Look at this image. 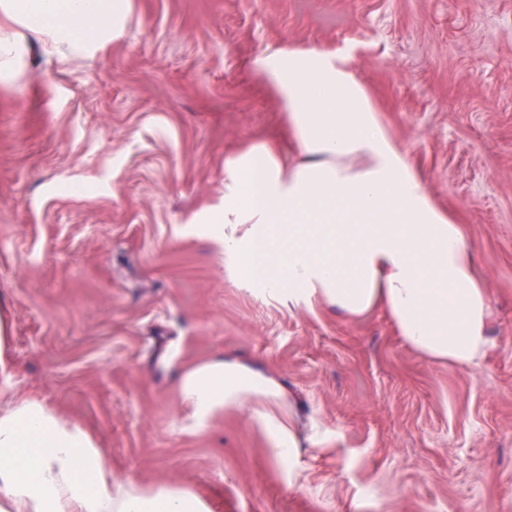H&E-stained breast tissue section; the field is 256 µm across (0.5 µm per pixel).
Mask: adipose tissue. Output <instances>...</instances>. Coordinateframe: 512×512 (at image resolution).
Segmentation results:
<instances>
[{
	"label": "adipose tissue",
	"mask_w": 512,
	"mask_h": 512,
	"mask_svg": "<svg viewBox=\"0 0 512 512\" xmlns=\"http://www.w3.org/2000/svg\"><path fill=\"white\" fill-rule=\"evenodd\" d=\"M132 0H0V21L66 61L124 37ZM251 69L276 102L287 144L224 160V198L206 216L230 276L357 319L382 309L411 349L475 368L493 346L491 304L463 225L429 194L356 72L351 52L281 43ZM295 151L284 156L285 147ZM192 429L249 407L270 454L299 463L278 384L218 357L177 383ZM0 512H208L191 492L113 478L96 441L39 401L0 413Z\"/></svg>",
	"instance_id": "adipose-tissue-1"
}]
</instances>
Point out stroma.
Segmentation results:
<instances>
[{"label": "stroma", "instance_id": "obj_1", "mask_svg": "<svg viewBox=\"0 0 512 512\" xmlns=\"http://www.w3.org/2000/svg\"><path fill=\"white\" fill-rule=\"evenodd\" d=\"M126 35L64 62L28 39L0 78V412L44 403L113 476L211 512H512V0H133ZM351 51L436 202L468 230L494 346L428 360L358 320L233 280L192 223L224 159L274 138L265 45ZM276 381L299 465L227 411L188 430L180 372Z\"/></svg>", "mask_w": 512, "mask_h": 512}]
</instances>
